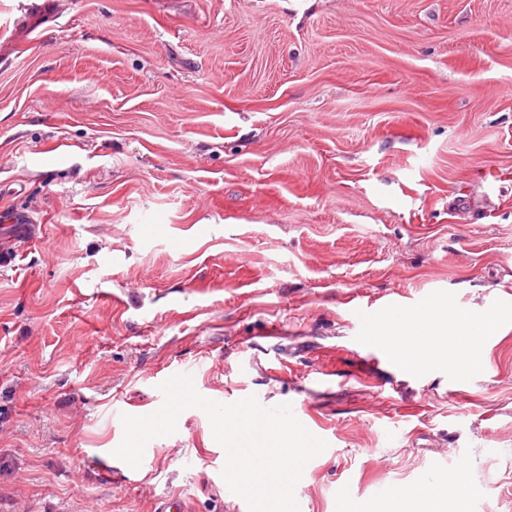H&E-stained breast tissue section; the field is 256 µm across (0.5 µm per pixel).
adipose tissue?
I'll list each match as a JSON object with an SVG mask.
<instances>
[{"label":"adipose tissue","instance_id":"obj_1","mask_svg":"<svg viewBox=\"0 0 512 512\" xmlns=\"http://www.w3.org/2000/svg\"><path fill=\"white\" fill-rule=\"evenodd\" d=\"M473 324V319L455 313L449 301L441 299L423 312L378 321L373 331L410 368L437 363L463 367L479 352L470 341ZM458 487V482L444 480L397 493L392 512H430L438 500L458 499Z\"/></svg>","mask_w":512,"mask_h":512}]
</instances>
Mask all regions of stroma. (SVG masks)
Listing matches in <instances>:
<instances>
[{"instance_id":"obj_1","label":"stroma","mask_w":512,"mask_h":512,"mask_svg":"<svg viewBox=\"0 0 512 512\" xmlns=\"http://www.w3.org/2000/svg\"><path fill=\"white\" fill-rule=\"evenodd\" d=\"M4 214L42 231L0 257V512H239L200 409L113 455L189 365L309 409L300 512L461 462L512 512V0H0ZM426 297L498 316L477 362L311 383L352 303Z\"/></svg>"}]
</instances>
